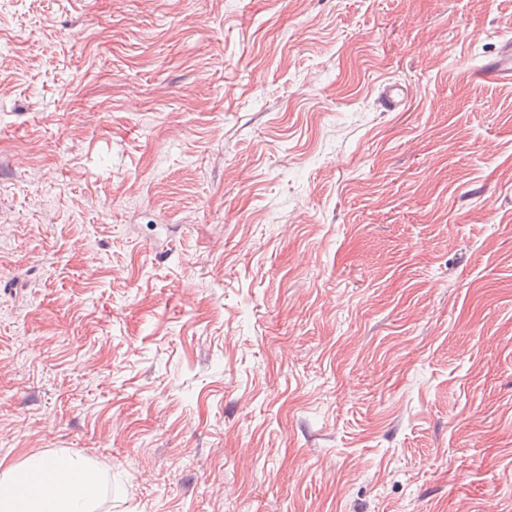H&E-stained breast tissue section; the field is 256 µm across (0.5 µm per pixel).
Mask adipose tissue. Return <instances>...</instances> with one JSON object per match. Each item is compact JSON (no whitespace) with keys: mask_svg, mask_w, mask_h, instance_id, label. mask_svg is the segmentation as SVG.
Listing matches in <instances>:
<instances>
[{"mask_svg":"<svg viewBox=\"0 0 512 512\" xmlns=\"http://www.w3.org/2000/svg\"><path fill=\"white\" fill-rule=\"evenodd\" d=\"M54 459L33 456L0 474V512H97L102 494L99 474L80 458H67L62 469ZM56 470V486L45 493L41 477Z\"/></svg>","mask_w":512,"mask_h":512,"instance_id":"adipose-tissue-1","label":"adipose tissue"}]
</instances>
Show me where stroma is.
<instances>
[{
    "instance_id": "stroma-1",
    "label": "stroma",
    "mask_w": 512,
    "mask_h": 512,
    "mask_svg": "<svg viewBox=\"0 0 512 512\" xmlns=\"http://www.w3.org/2000/svg\"><path fill=\"white\" fill-rule=\"evenodd\" d=\"M508 39L512 0H0V473L512 512ZM483 77L512 79V41L501 44L498 54L480 72ZM406 100V89L399 84L383 85L379 92V103L386 112L399 110Z\"/></svg>"
}]
</instances>
